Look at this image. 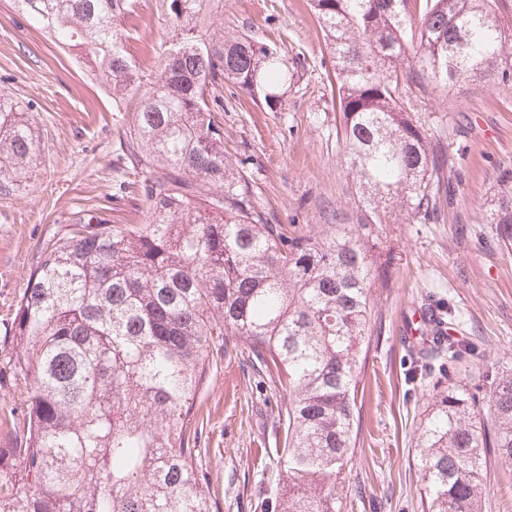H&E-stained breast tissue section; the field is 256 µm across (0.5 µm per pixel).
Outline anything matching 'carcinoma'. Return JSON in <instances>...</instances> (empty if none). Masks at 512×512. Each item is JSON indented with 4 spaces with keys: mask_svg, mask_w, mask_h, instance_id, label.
Listing matches in <instances>:
<instances>
[{
    "mask_svg": "<svg viewBox=\"0 0 512 512\" xmlns=\"http://www.w3.org/2000/svg\"><path fill=\"white\" fill-rule=\"evenodd\" d=\"M222 0H155L167 30L159 76L142 89L125 50L137 0H14L88 77L134 112L123 189L143 224L68 220L41 251L0 336V512H219L197 399L215 355L248 351L287 399L274 512H345L359 377L389 287L385 225L434 224L455 194L444 144L429 141L411 87L448 96L512 85V0H310L334 63L336 142L356 212L317 230L272 224L224 151V84L281 103V51L212 31ZM41 159L25 109L0 98V192ZM154 177L137 180L139 170ZM485 223L512 248V171ZM448 392L420 428L431 512H481L487 453L512 462V371L472 381L465 341Z\"/></svg>",
    "mask_w": 512,
    "mask_h": 512,
    "instance_id": "1",
    "label": "carcinoma"
}]
</instances>
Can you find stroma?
<instances>
[{
    "instance_id": "obj_1",
    "label": "stroma",
    "mask_w": 512,
    "mask_h": 512,
    "mask_svg": "<svg viewBox=\"0 0 512 512\" xmlns=\"http://www.w3.org/2000/svg\"><path fill=\"white\" fill-rule=\"evenodd\" d=\"M213 28L281 43L294 73L281 105L228 85L221 113L224 144L242 160L254 199L272 223L309 229L325 206L353 210L352 181L336 143L333 64L308 0H221ZM127 44L153 74L166 25L154 0H139ZM0 97L20 101L34 121L42 162L11 195L0 196V336L14 317L42 249L73 213L109 224H139L142 197L117 195V149L129 112L91 82L74 56L35 30L13 0H0ZM417 109L431 139L450 141L448 173L461 183L436 224L386 227L395 259L390 287L378 292V320L360 376L358 432L343 473L353 512H428L415 444L422 413L448 387L447 372L412 381L413 362L433 356L399 330L414 309L453 305L457 337L478 346L479 368H512V249L484 223L502 170L512 169V88L471 85L459 98L421 96ZM206 453L220 512H269L283 485L276 444L286 404L248 356H221L200 395ZM482 512H512V465L489 457Z\"/></svg>"
}]
</instances>
